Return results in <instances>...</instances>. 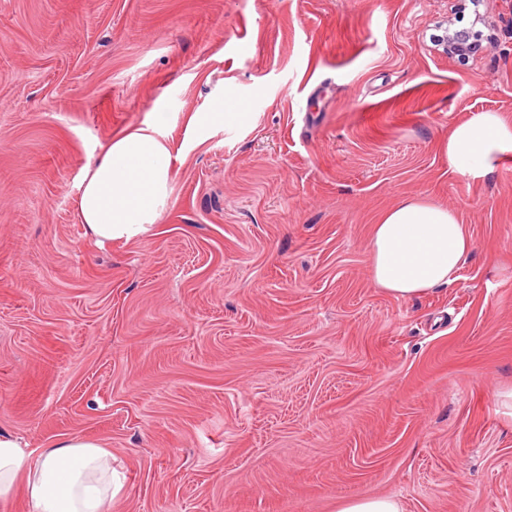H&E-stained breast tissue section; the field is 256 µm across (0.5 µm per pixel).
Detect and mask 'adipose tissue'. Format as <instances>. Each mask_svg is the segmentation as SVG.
<instances>
[{"label":"adipose tissue","mask_w":512,"mask_h":512,"mask_svg":"<svg viewBox=\"0 0 512 512\" xmlns=\"http://www.w3.org/2000/svg\"><path fill=\"white\" fill-rule=\"evenodd\" d=\"M452 170L478 179L512 153V125L493 112L456 125L443 144ZM171 150L156 128L108 143L83 173L79 220L97 243L129 240L158 221L171 192ZM473 248L467 225L448 208L404 199L372 227L374 282L393 297L422 296L454 283ZM25 481L31 512H112L123 488L113 456L98 443L69 440L32 451L0 432V499Z\"/></svg>","instance_id":"ef3b65f1"}]
</instances>
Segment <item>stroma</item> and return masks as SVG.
I'll list each match as a JSON object with an SVG mask.
<instances>
[{"label": "stroma", "mask_w": 512, "mask_h": 512, "mask_svg": "<svg viewBox=\"0 0 512 512\" xmlns=\"http://www.w3.org/2000/svg\"><path fill=\"white\" fill-rule=\"evenodd\" d=\"M484 20L468 61L432 42ZM232 96L245 124L197 128ZM512 0H0V431L99 443L112 512H512ZM149 125L168 206L97 244L84 168ZM422 198L469 225L458 280L395 298L373 224ZM442 150L454 172L482 178L512 153V126L494 112L478 114L456 125ZM336 512H402V508L392 497L366 496L344 501Z\"/></svg>", "instance_id": "stroma-1"}]
</instances>
